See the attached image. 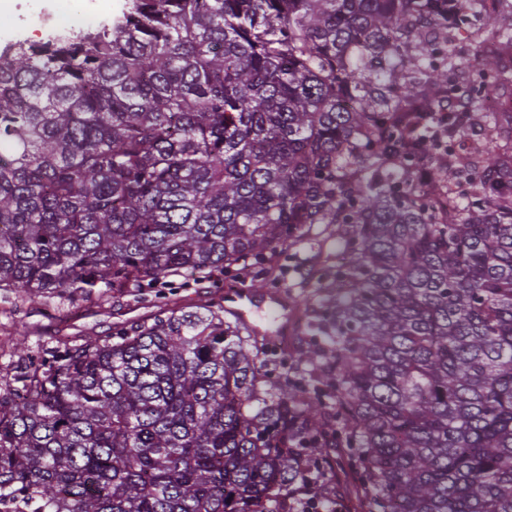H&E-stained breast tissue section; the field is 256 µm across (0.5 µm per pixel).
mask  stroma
<instances>
[{
  "instance_id": "obj_1",
  "label": "stroma",
  "mask_w": 512,
  "mask_h": 512,
  "mask_svg": "<svg viewBox=\"0 0 512 512\" xmlns=\"http://www.w3.org/2000/svg\"><path fill=\"white\" fill-rule=\"evenodd\" d=\"M32 10L29 0H11V9L0 16V46L16 40L36 42L45 39L49 31L31 25L27 17ZM282 274L279 295L285 302L304 297L307 293L303 272L310 264L306 249L284 247L279 251ZM224 291L208 283H194L181 277L152 288L128 287L113 290L101 297L78 299L51 308L42 300L22 299L0 292V371L11 362V345L18 326L29 329L27 345H54L59 339L79 340L84 336H105L125 326L153 317L174 304L215 301Z\"/></svg>"
}]
</instances>
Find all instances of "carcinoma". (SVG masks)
Segmentation results:
<instances>
[{
    "label": "carcinoma",
    "mask_w": 512,
    "mask_h": 512,
    "mask_svg": "<svg viewBox=\"0 0 512 512\" xmlns=\"http://www.w3.org/2000/svg\"><path fill=\"white\" fill-rule=\"evenodd\" d=\"M124 0L0 48V291L72 301L270 262L306 277L302 378L224 305L172 307L0 375L16 512H512V151L436 120L488 0ZM493 135L511 112H482ZM464 186L455 206L439 205ZM492 137L498 145L502 144L499 139L488 135L483 126L475 118H472L469 126L466 127L458 137V142L464 143L466 145L465 150H470L471 153L474 154L478 153L479 150L489 147Z\"/></svg>",
    "instance_id": "1"
}]
</instances>
